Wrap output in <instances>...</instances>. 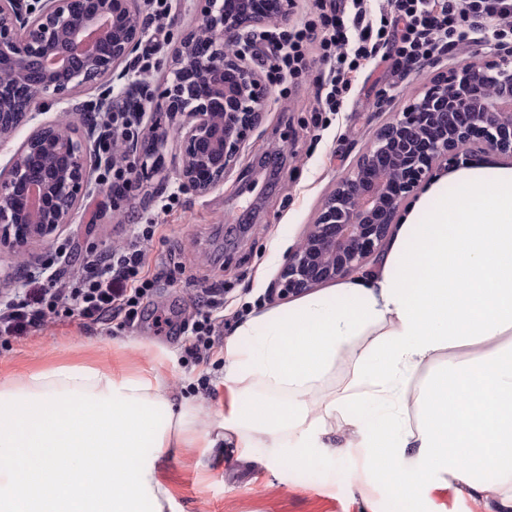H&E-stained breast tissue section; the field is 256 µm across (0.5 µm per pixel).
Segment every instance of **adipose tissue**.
I'll use <instances>...</instances> for the list:
<instances>
[{
    "instance_id": "adipose-tissue-1",
    "label": "adipose tissue",
    "mask_w": 512,
    "mask_h": 512,
    "mask_svg": "<svg viewBox=\"0 0 512 512\" xmlns=\"http://www.w3.org/2000/svg\"><path fill=\"white\" fill-rule=\"evenodd\" d=\"M347 355L354 379L321 395ZM217 386L228 406L209 447L268 439L301 468L335 447L345 413L401 512L453 481L512 512V166L484 156L436 175L375 266L249 314ZM195 436L154 375L60 365L1 380L0 512H165L161 461Z\"/></svg>"
}]
</instances>
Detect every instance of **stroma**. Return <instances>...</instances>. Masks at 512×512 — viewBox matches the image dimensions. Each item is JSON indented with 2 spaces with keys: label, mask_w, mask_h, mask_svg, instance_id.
<instances>
[{
  "label": "stroma",
  "mask_w": 512,
  "mask_h": 512,
  "mask_svg": "<svg viewBox=\"0 0 512 512\" xmlns=\"http://www.w3.org/2000/svg\"><path fill=\"white\" fill-rule=\"evenodd\" d=\"M201 7L202 0H175L168 40L146 32L141 48L156 54L154 69L140 77L147 99L162 94L179 40L200 25ZM380 53L383 62L363 63L353 73L343 112L323 127L315 124L321 105L312 82L289 78L267 87L258 125L247 132L223 183L209 194L182 187L172 164L179 153L173 135L164 150L163 180L140 181L130 199L113 202L111 187L92 181L56 237L30 241L27 253L41 260L59 241L72 239L77 247L67 263L76 269L87 251L111 249L124 225L152 219L158 230L146 268L159 276V286L133 328L66 321L32 332L11 349L0 348V379L59 365H119L133 374H157L193 419L220 410L218 397L199 385L201 375L215 381L219 371L183 356L180 326L196 313L203 288L223 285L227 336L248 313L287 306V299L271 294L272 283L378 127L438 76L508 56L488 31L476 43L452 47L409 72L391 65L393 46ZM159 317L167 319L166 327L156 326ZM351 438L345 416L337 415L335 447L319 449L313 466L295 470L278 465L281 450L268 441L209 448L199 440L191 448L168 449L159 478L173 496L172 512H389L392 485L371 474L364 449L349 447ZM425 512L500 509L454 482L430 493Z\"/></svg>",
  "instance_id": "obj_1"
}]
</instances>
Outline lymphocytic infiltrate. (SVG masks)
Instances as JSON below:
<instances>
[{
	"label": "lymphocytic infiltrate",
	"instance_id": "lymphocytic-infiltrate-1",
	"mask_svg": "<svg viewBox=\"0 0 512 512\" xmlns=\"http://www.w3.org/2000/svg\"><path fill=\"white\" fill-rule=\"evenodd\" d=\"M493 24L497 43L512 42V0H390L386 14L374 16L364 0H330L316 20L303 26L267 32V58L272 73L294 77L313 75L306 48L318 42L324 67L315 75L326 92L324 109L340 112L348 92L349 75L362 62L375 59L380 46L394 43L403 70L420 66L448 44L469 41L477 30ZM103 135L98 150L112 162V191L116 199L134 191L135 165L120 149L142 132L137 112H107L101 118ZM157 224L147 220L130 225L124 239L112 250L89 254L76 271L62 263L74 249L73 241L59 244L46 261L50 276L33 275L19 298L0 306V347L63 319L116 324L126 329L138 324L144 303L153 296L159 279L145 270ZM212 295H205L182 330L188 335L186 357L196 361L210 357L222 326Z\"/></svg>",
	"mask_w": 512,
	"mask_h": 512
}]
</instances>
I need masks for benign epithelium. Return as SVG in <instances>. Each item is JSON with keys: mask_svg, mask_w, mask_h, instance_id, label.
I'll list each match as a JSON object with an SVG mask.
<instances>
[{"mask_svg": "<svg viewBox=\"0 0 512 512\" xmlns=\"http://www.w3.org/2000/svg\"><path fill=\"white\" fill-rule=\"evenodd\" d=\"M264 17L253 0H205L204 43L182 36L169 85L153 110L180 114L179 177L206 195L224 181L260 115L263 89L243 66L251 27ZM144 37L136 0H0V140L56 100L88 86L94 98L68 112H141L146 99L120 69ZM97 129L62 136L56 123L31 129L0 167V243L22 251L68 222L99 163ZM170 130L133 146L138 175L160 169ZM512 160V63H467L442 75L383 125L353 171L325 200L316 223L288 254L273 288L297 296L368 268L401 212L437 171L482 153Z\"/></svg>", "mask_w": 512, "mask_h": 512, "instance_id": "benign-epithelium-1", "label": "benign epithelium"}]
</instances>
